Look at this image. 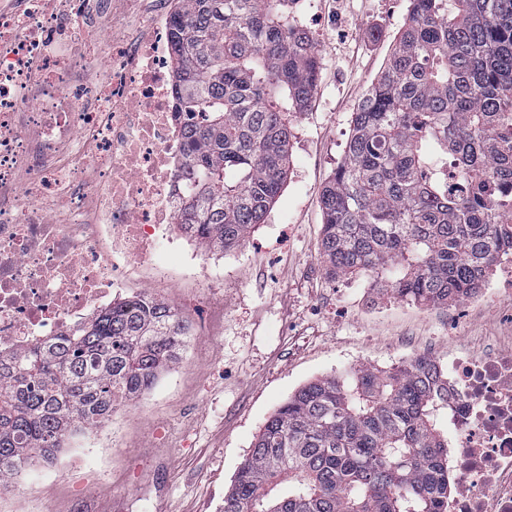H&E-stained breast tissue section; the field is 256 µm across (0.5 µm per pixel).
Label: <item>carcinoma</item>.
Returning a JSON list of instances; mask_svg holds the SVG:
<instances>
[{
	"instance_id": "obj_1",
	"label": "carcinoma",
	"mask_w": 512,
	"mask_h": 512,
	"mask_svg": "<svg viewBox=\"0 0 512 512\" xmlns=\"http://www.w3.org/2000/svg\"><path fill=\"white\" fill-rule=\"evenodd\" d=\"M288 2L182 0L171 20L188 120L176 226L210 251L264 222L288 174V113L316 87ZM320 207L333 280L365 273L378 294L426 305L484 288L512 251V0H410ZM191 336L174 305L138 294L0 366V488L148 393ZM438 381L413 359L305 383L259 431L222 512H447Z\"/></svg>"
}]
</instances>
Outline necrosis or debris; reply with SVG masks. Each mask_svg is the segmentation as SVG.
I'll return each mask as SVG.
<instances>
[{
	"mask_svg": "<svg viewBox=\"0 0 512 512\" xmlns=\"http://www.w3.org/2000/svg\"><path fill=\"white\" fill-rule=\"evenodd\" d=\"M180 0H24L0 9V355L110 307L187 258L172 234L187 119L170 22ZM99 53L100 66L91 63ZM448 512H512V336L449 351Z\"/></svg>",
	"mask_w": 512,
	"mask_h": 512,
	"instance_id": "obj_1",
	"label": "necrosis or debris"
}]
</instances>
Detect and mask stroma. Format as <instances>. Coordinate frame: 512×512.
Masks as SVG:
<instances>
[{
  "mask_svg": "<svg viewBox=\"0 0 512 512\" xmlns=\"http://www.w3.org/2000/svg\"><path fill=\"white\" fill-rule=\"evenodd\" d=\"M409 0H291L288 16L312 38L316 88L291 115L287 182L264 224L226 254L195 242L192 269L166 286L137 278L193 326L181 360L100 432L105 447L62 450L45 468L54 512H220L233 476L268 417L302 384L361 365L390 369L434 345L448 364L453 337L471 345L512 334V310L471 305L369 304L365 276L330 280L319 259L320 196L341 164L351 116L384 67Z\"/></svg>",
  "mask_w": 512,
  "mask_h": 512,
  "instance_id": "1",
  "label": "stroma"
}]
</instances>
